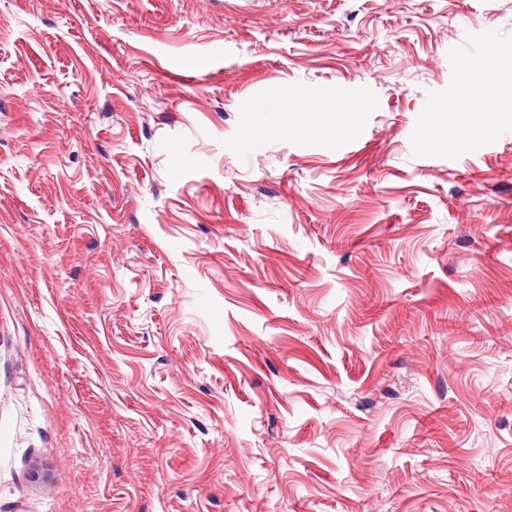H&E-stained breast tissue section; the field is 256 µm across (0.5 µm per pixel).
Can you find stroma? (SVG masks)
Wrapping results in <instances>:
<instances>
[{
    "label": "stroma",
    "instance_id": "1",
    "mask_svg": "<svg viewBox=\"0 0 512 512\" xmlns=\"http://www.w3.org/2000/svg\"><path fill=\"white\" fill-rule=\"evenodd\" d=\"M491 35L512 0H0V512H512Z\"/></svg>",
    "mask_w": 512,
    "mask_h": 512
}]
</instances>
